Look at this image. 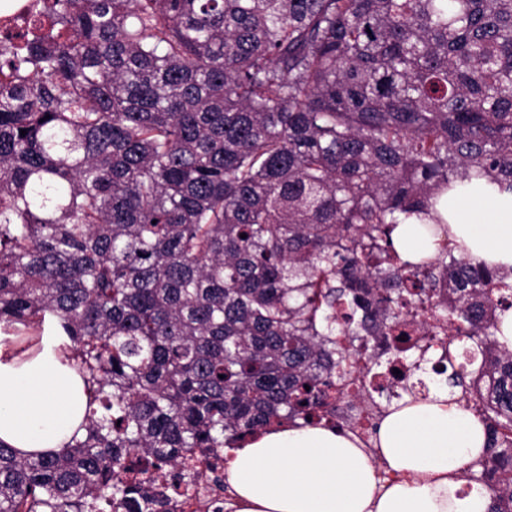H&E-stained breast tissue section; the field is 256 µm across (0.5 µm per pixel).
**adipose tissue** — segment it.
I'll return each mask as SVG.
<instances>
[{"label": "adipose tissue", "instance_id": "ef3b65f1", "mask_svg": "<svg viewBox=\"0 0 512 512\" xmlns=\"http://www.w3.org/2000/svg\"><path fill=\"white\" fill-rule=\"evenodd\" d=\"M447 231L398 225L397 251L434 256L442 241L512 275V192L472 178L443 200ZM66 336L45 320L38 336L0 331V441L21 454L59 451L78 432L89 392ZM486 428L445 391L408 398L379 420L372 448L320 425L270 430L227 456L235 512H486L488 494L464 490L462 471Z\"/></svg>", "mask_w": 512, "mask_h": 512}]
</instances>
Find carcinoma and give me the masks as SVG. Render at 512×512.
I'll list each match as a JSON object with an SVG mask.
<instances>
[{"instance_id": "obj_1", "label": "carcinoma", "mask_w": 512, "mask_h": 512, "mask_svg": "<svg viewBox=\"0 0 512 512\" xmlns=\"http://www.w3.org/2000/svg\"><path fill=\"white\" fill-rule=\"evenodd\" d=\"M473 172L512 188V0H41L0 33V324L55 317L91 396L56 454L0 441V512H154L149 469L336 418L423 302L512 512V285L392 239Z\"/></svg>"}]
</instances>
